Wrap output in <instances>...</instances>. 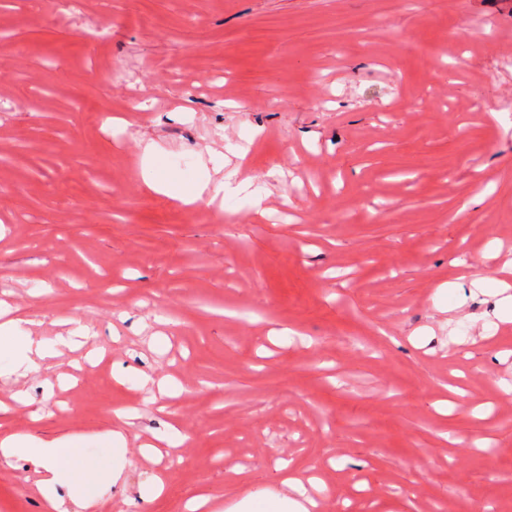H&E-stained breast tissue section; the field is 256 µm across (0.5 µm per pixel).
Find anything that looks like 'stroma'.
<instances>
[{
    "mask_svg": "<svg viewBox=\"0 0 512 512\" xmlns=\"http://www.w3.org/2000/svg\"><path fill=\"white\" fill-rule=\"evenodd\" d=\"M0 35V296L34 340L93 332L0 378V435L95 454L136 409L87 512L229 507L282 461L322 512H512V323L481 334L512 259V0H0ZM148 142L228 180L223 210L147 191ZM43 477L0 464V512H47Z\"/></svg>",
    "mask_w": 512,
    "mask_h": 512,
    "instance_id": "obj_1",
    "label": "stroma"
}]
</instances>
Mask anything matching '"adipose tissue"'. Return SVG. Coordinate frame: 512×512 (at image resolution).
I'll use <instances>...</instances> for the list:
<instances>
[{"label":"adipose tissue","mask_w":512,"mask_h":512,"mask_svg":"<svg viewBox=\"0 0 512 512\" xmlns=\"http://www.w3.org/2000/svg\"><path fill=\"white\" fill-rule=\"evenodd\" d=\"M158 152V146L152 142L143 148L141 180L148 189L187 205L200 201L211 204L223 197L224 183L213 184L202 178L190 181L182 179L179 173L163 171L155 163ZM22 324V317L0 303V376L27 375L37 370L40 361L53 356L57 346L77 347L89 337L88 329L78 324L68 335L55 341L36 342L23 330ZM113 415L118 427L98 436L106 455L83 458L75 466L71 459L77 455L82 437L42 438L13 433L0 436V459L24 456L45 471L42 495L51 512H71L75 507L82 512L97 500L102 490L117 483L127 462V441L122 427L129 424L134 412L117 408ZM281 486V492L273 496L249 493L237 503L236 512H317L319 503L300 478L283 473Z\"/></svg>","instance_id":"adipose-tissue-1"}]
</instances>
